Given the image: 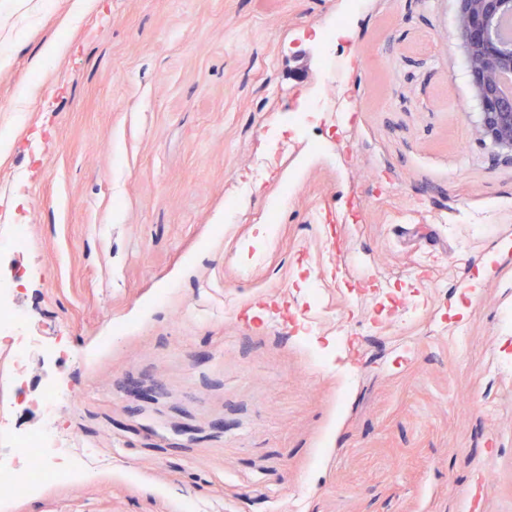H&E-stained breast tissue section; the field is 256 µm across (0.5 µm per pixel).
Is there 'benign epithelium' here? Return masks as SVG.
I'll return each mask as SVG.
<instances>
[{
    "label": "benign epithelium",
    "mask_w": 512,
    "mask_h": 512,
    "mask_svg": "<svg viewBox=\"0 0 512 512\" xmlns=\"http://www.w3.org/2000/svg\"><path fill=\"white\" fill-rule=\"evenodd\" d=\"M508 11L512 12V0H458L456 35L480 108L475 133L512 159V95L501 91L503 76L512 74V46L493 38L498 19Z\"/></svg>",
    "instance_id": "obj_1"
}]
</instances>
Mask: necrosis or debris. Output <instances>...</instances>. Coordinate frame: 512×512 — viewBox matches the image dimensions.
I'll return each mask as SVG.
<instances>
[{
	"label": "necrosis or debris",
	"mask_w": 512,
	"mask_h": 512,
	"mask_svg": "<svg viewBox=\"0 0 512 512\" xmlns=\"http://www.w3.org/2000/svg\"><path fill=\"white\" fill-rule=\"evenodd\" d=\"M26 278V273L20 271L0 278V341L10 344L8 385L12 405L39 413L44 424L21 433L0 430V444L5 447L0 454V494L5 496L37 490L45 480L68 477L73 470L70 450L55 427V406L65 397V390L48 383L33 398L22 389L31 354L37 347L36 337L25 332L14 308Z\"/></svg>",
	"instance_id": "4bbe7bcc"
}]
</instances>
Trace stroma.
<instances>
[{"label": "stroma", "instance_id": "stroma-1", "mask_svg": "<svg viewBox=\"0 0 512 512\" xmlns=\"http://www.w3.org/2000/svg\"><path fill=\"white\" fill-rule=\"evenodd\" d=\"M67 7L0 0V206L75 464L0 512H512V161L456 0ZM0 222L8 224L11 232L7 237L0 238V250L19 251L26 247V225L25 224H11V217L7 210H0Z\"/></svg>", "mask_w": 512, "mask_h": 512}]
</instances>
